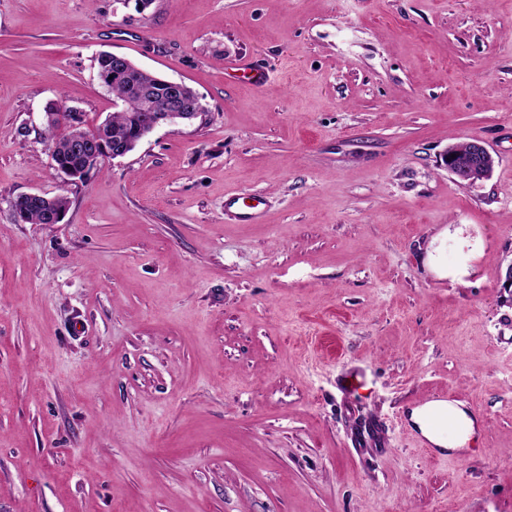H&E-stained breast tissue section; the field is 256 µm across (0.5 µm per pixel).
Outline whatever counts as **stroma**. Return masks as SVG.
<instances>
[{"mask_svg": "<svg viewBox=\"0 0 512 512\" xmlns=\"http://www.w3.org/2000/svg\"><path fill=\"white\" fill-rule=\"evenodd\" d=\"M103 52L203 111L71 184L45 110H117ZM511 263L512 0H0V512H512ZM224 71L233 77H237L239 72H243V75L248 82L257 88L263 86L268 81L267 71L260 67L249 66L240 61L231 62L225 65ZM464 147L450 146L442 156L448 171L459 180L474 185L489 176L495 157L486 144L477 138L465 140ZM455 154V158H451ZM36 197H43V195L38 193H25L18 195L15 198V200L18 202H24L27 200L22 204V213L20 215V219L18 216L19 210H14L13 215L15 214L14 218L16 221L22 222L24 224H52V214L57 212H66L70 203L69 198L64 194L54 196V200L48 205H46L42 200H28ZM263 201L261 198H253L251 203H240L239 199L230 198L226 204L232 213L241 222H252L262 213ZM437 401H448L445 398L435 399ZM442 410L448 413L456 423V430L451 435L435 430L427 421V417L432 410ZM412 420L418 425L422 434L435 446L441 448H465L471 444L476 435L478 424L476 419L471 416L469 411L463 408L460 403L447 402H427L413 409Z\"/></svg>", "mask_w": 512, "mask_h": 512, "instance_id": "35a3bbf8", "label": "stroma"}]
</instances>
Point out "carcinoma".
Here are the masks:
<instances>
[{
  "mask_svg": "<svg viewBox=\"0 0 512 512\" xmlns=\"http://www.w3.org/2000/svg\"><path fill=\"white\" fill-rule=\"evenodd\" d=\"M97 76L100 82L109 87L113 98L121 102V108L112 112L92 132L104 136L109 148L115 145L131 149L148 131L143 93L151 97L152 112L164 113L170 108L171 85L168 80L143 71L132 63L123 69L118 68L108 52L97 57ZM48 134L52 159L58 169L68 171L69 177L74 180H84L85 156L71 147L67 128L55 122L48 125ZM68 207L69 198L64 194L55 196L48 205L42 200H27L22 204L20 222L49 224L53 214L65 212Z\"/></svg>",
  "mask_w": 512,
  "mask_h": 512,
  "instance_id": "obj_1",
  "label": "carcinoma"
}]
</instances>
